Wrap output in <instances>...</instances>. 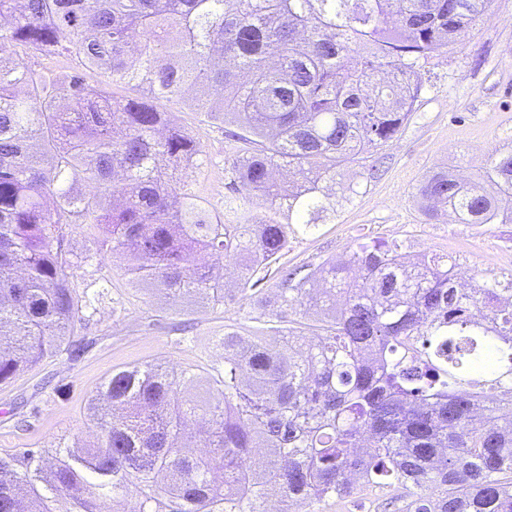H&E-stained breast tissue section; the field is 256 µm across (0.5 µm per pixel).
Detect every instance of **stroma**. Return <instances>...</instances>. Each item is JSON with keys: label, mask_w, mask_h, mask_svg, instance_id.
Returning <instances> with one entry per match:
<instances>
[{"label": "stroma", "mask_w": 512, "mask_h": 512, "mask_svg": "<svg viewBox=\"0 0 512 512\" xmlns=\"http://www.w3.org/2000/svg\"><path fill=\"white\" fill-rule=\"evenodd\" d=\"M509 45L512 0H490L486 17L421 68L423 93L407 125L379 149V178L367 179L358 167L344 170L343 183L357 184V193L337 191L318 228L290 239L280 264L310 271L345 250L383 238L393 226L400 247L418 243L432 253L456 249L457 270L474 285L494 276L512 277V271L491 261L512 243V224L473 236L457 226L432 223L414 201L430 171L450 164L473 175L477 160L512 146V55L504 52ZM169 108L204 150L187 192L203 198L211 213H223L232 187L221 129L196 112L191 100L171 102ZM63 232L65 251L85 257L72 284L90 306L68 346L0 385L1 455L40 448L50 459L56 449L95 441L98 430L87 418V398L113 370L146 362L175 373L217 365L225 325L245 330L256 315L247 300L232 308L171 303L133 282L120 255L97 251L84 225L70 224Z\"/></svg>", "instance_id": "stroma-1"}]
</instances>
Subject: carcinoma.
<instances>
[{
	"label": "carcinoma",
	"mask_w": 512,
	"mask_h": 512,
	"mask_svg": "<svg viewBox=\"0 0 512 512\" xmlns=\"http://www.w3.org/2000/svg\"><path fill=\"white\" fill-rule=\"evenodd\" d=\"M489 0H0V384L59 351L82 320L62 229L83 224L126 259L139 284L200 306L250 299L276 307L252 336L224 331V367L173 374L155 363L112 373L90 396L96 445L0 455V512H322L373 488L395 512H512V313L484 323L494 278L466 295L446 255L406 276L395 245H361L351 261L306 276L276 268L273 299L253 291L290 238L331 209L326 186L367 164L415 110L419 70L486 16ZM32 55H68L57 81ZM137 89L116 96L87 75ZM190 96L238 144L234 195L211 215L184 183L199 142L159 110ZM94 186L86 193L81 185ZM258 199L268 212L254 213ZM415 199L461 224H500L512 203V148L472 181L437 169ZM288 213L282 221L281 212ZM240 265L235 292L209 265ZM322 278L313 324L307 286ZM415 336L425 372L402 348ZM486 413L472 414L475 379ZM207 426L204 455L181 446L185 422Z\"/></svg>",
	"instance_id": "carcinoma-1"
}]
</instances>
